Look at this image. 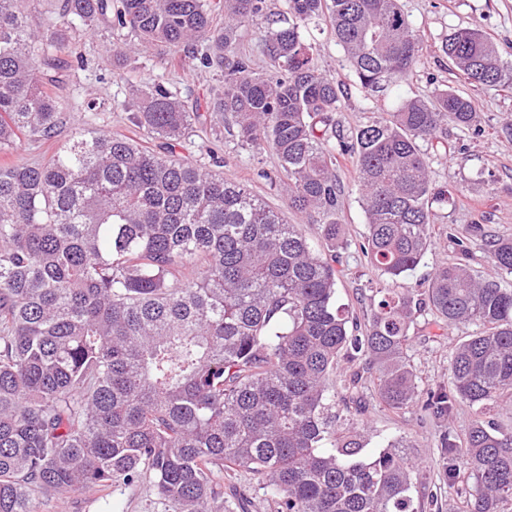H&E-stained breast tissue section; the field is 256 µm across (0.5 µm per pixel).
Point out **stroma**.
I'll list each match as a JSON object with an SVG mask.
<instances>
[{
  "label": "stroma",
  "mask_w": 512,
  "mask_h": 512,
  "mask_svg": "<svg viewBox=\"0 0 512 512\" xmlns=\"http://www.w3.org/2000/svg\"><path fill=\"white\" fill-rule=\"evenodd\" d=\"M267 16L242 24L237 31L238 47L248 54L260 69H268L264 38L268 27L288 23L285 0H268ZM401 8L423 41V52L412 72L384 82L377 92L364 91L352 71L344 50L337 43L326 23L312 24L304 32L314 47L313 63L319 72L345 81L348 93L341 98L333 114L337 129L352 134L383 113L394 111L406 99L430 100L443 89L469 96L478 114L469 128L449 126L443 143L423 144L430 165L434 187L453 193L452 201L436 200L431 204L434 214V245L421 264L410 273L405 285L415 297L424 298L434 268L457 259L453 236L468 237L471 263L475 269L490 272L487 247L478 237H469L470 225H484L492 234L512 238V89L498 86H472L454 70L442 51L448 35L463 27H476L497 45L504 63L512 64V0H400ZM122 37L111 30L76 38L74 48L84 59L81 69L73 72L67 94L71 101V124L83 126L89 114L85 100L95 96L106 103L104 124L111 133L130 134L132 126L127 112L120 108L125 98L126 80L115 70L107 56L108 42H121ZM139 81H163L173 86L188 109L206 111L207 102L220 81L216 71L189 70L175 65L171 56L155 52L142 54L136 73ZM224 157L225 180L248 184L254 192L283 219L301 224L302 231L318 250L326 244L315 224H302L301 217L288 207V199L280 187L257 177L258 169H274L275 156L256 152L241 145L232 122L224 124V140L220 145ZM336 175L343 187L342 204L337 219L343 229V245L336 254L340 260V279L336 286V303L358 320H365L380 289L388 287L387 278L370 264L360 246L367 233L361 207V193L356 179V160L345 155L336 161ZM476 325L458 324L446 327L435 322L430 309H423L411 327L408 354L418 376L421 389L449 386L450 359L454 347L469 339ZM365 411L337 402L336 412L342 422L365 427L370 443L366 456L375 457L386 439L405 437L411 444L409 456L422 462L424 481L438 487V500L433 512H462L454 489L449 488L440 455V439L451 430L465 435L477 410L463 403L448 419L431 417L417 407L399 411L381 403L372 390L364 392ZM121 500L125 512H160L157 496L150 480L131 487H117L112 498L95 499L82 492L63 498H46L39 512H109L113 500Z\"/></svg>",
  "instance_id": "stroma-1"
}]
</instances>
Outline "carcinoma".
<instances>
[{
  "label": "carcinoma",
  "instance_id": "carcinoma-1",
  "mask_svg": "<svg viewBox=\"0 0 512 512\" xmlns=\"http://www.w3.org/2000/svg\"><path fill=\"white\" fill-rule=\"evenodd\" d=\"M287 7L291 23L265 37L268 76L236 49L237 28L266 0H62L44 31L28 0H0V154L56 143L41 161L0 164V512L144 477L163 512H224V475L240 470L275 512H420L423 473L401 452L410 444L389 440L368 459L364 430L339 424L341 357L352 384H373L392 409L441 418L458 402L478 407L465 438H441L446 474L463 512L512 505V430L486 417L512 396V283L475 274L461 239L459 260L434 269L436 318L479 327L455 347L446 390L419 388L407 350L421 303L408 289H387L359 333L336 306V152L357 159L362 251L396 283L431 246L430 199L447 196L419 142L472 126L474 105L452 90L407 99L345 139L332 114L346 84L314 67L303 29L328 20L367 90L408 74L422 39L399 0ZM102 26L136 39L107 49L130 73L148 49L224 73L198 154L180 149L202 114L130 78L121 107L138 139L93 125L60 139L70 71L84 64L70 32ZM443 52L470 84L512 88V66L479 28L452 32ZM226 114L243 143L273 152L262 176L333 252L213 171ZM487 245L496 271L512 274V238Z\"/></svg>",
  "mask_w": 512,
  "mask_h": 512
}]
</instances>
